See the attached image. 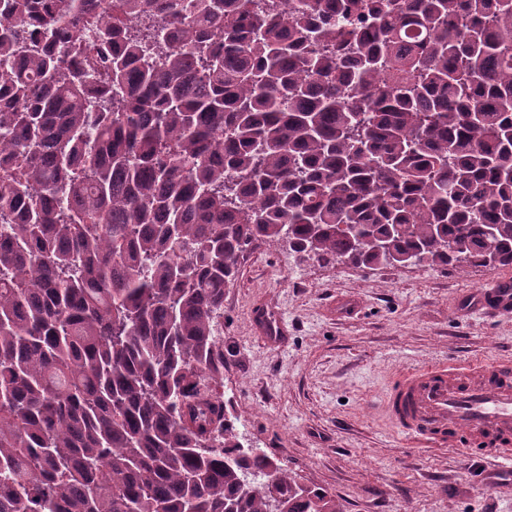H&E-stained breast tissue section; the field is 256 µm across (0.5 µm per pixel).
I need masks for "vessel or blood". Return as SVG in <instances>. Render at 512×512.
<instances>
[{
	"label": "vessel or blood",
	"mask_w": 512,
	"mask_h": 512,
	"mask_svg": "<svg viewBox=\"0 0 512 512\" xmlns=\"http://www.w3.org/2000/svg\"><path fill=\"white\" fill-rule=\"evenodd\" d=\"M477 302L511 310L512 288L483 290ZM252 321L268 343H280L287 334L281 316L266 305L253 307ZM377 407L409 446L479 456L512 470L511 359L406 369Z\"/></svg>",
	"instance_id": "vessel-or-blood-1"
}]
</instances>
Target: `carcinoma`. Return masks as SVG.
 I'll return each mask as SVG.
<instances>
[{
	"instance_id": "1",
	"label": "carcinoma",
	"mask_w": 512,
	"mask_h": 512,
	"mask_svg": "<svg viewBox=\"0 0 512 512\" xmlns=\"http://www.w3.org/2000/svg\"><path fill=\"white\" fill-rule=\"evenodd\" d=\"M2 61L0 512H341L209 390L224 289L512 268V0H0Z\"/></svg>"
}]
</instances>
